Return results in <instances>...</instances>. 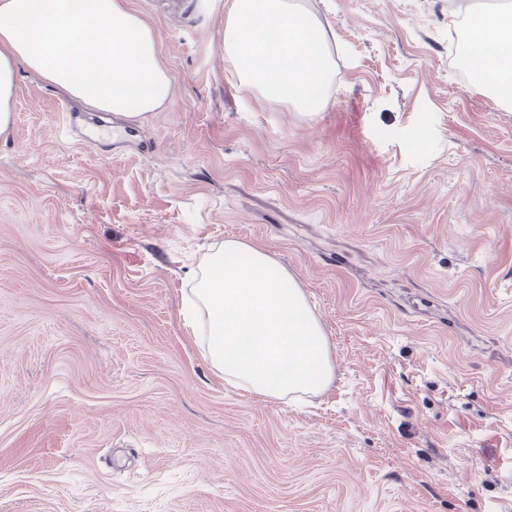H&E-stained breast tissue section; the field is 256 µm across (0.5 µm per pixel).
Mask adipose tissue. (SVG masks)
<instances>
[{
  "label": "adipose tissue",
  "instance_id": "obj_1",
  "mask_svg": "<svg viewBox=\"0 0 512 512\" xmlns=\"http://www.w3.org/2000/svg\"><path fill=\"white\" fill-rule=\"evenodd\" d=\"M224 51L242 91L308 109L333 69L321 21L294 0H225ZM475 85L512 105V8L486 12L462 47ZM25 66L89 109L131 119L172 96L153 28L128 0H0V135L14 122ZM186 326L225 382L261 400L317 396L334 365L322 326L287 268L226 239L184 296Z\"/></svg>",
  "mask_w": 512,
  "mask_h": 512
}]
</instances>
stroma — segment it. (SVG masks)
<instances>
[{
  "label": "stroma",
  "mask_w": 512,
  "mask_h": 512,
  "mask_svg": "<svg viewBox=\"0 0 512 512\" xmlns=\"http://www.w3.org/2000/svg\"><path fill=\"white\" fill-rule=\"evenodd\" d=\"M225 0H129L173 96L141 149L68 141L19 71L0 136V512H512V108L448 60V0H302L309 111L242 95ZM269 251L335 365L227 385L183 323L209 249Z\"/></svg>",
  "instance_id": "1"
}]
</instances>
